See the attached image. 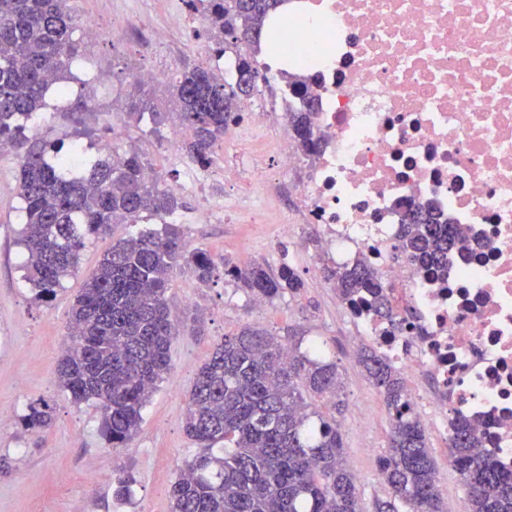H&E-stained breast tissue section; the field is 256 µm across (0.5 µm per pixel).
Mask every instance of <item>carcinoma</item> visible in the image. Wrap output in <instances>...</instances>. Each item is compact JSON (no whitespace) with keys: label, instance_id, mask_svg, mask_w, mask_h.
Listing matches in <instances>:
<instances>
[{"label":"carcinoma","instance_id":"carcinoma-1","mask_svg":"<svg viewBox=\"0 0 512 512\" xmlns=\"http://www.w3.org/2000/svg\"><path fill=\"white\" fill-rule=\"evenodd\" d=\"M285 0H207L211 29L238 41L260 43L271 15ZM80 18L69 0H0V139L21 153L19 189L25 223V281L35 299L48 302L78 267L92 237L115 224H135L143 214L164 218L177 199L148 174L139 153L86 162L81 149L28 131L43 108L48 79L64 77L79 57L72 39ZM259 71L238 60L234 85L209 69L185 67L172 82L180 121L194 131L186 151L204 167L224 131L240 117ZM314 107L288 113L297 149L317 152ZM399 245L426 269L444 270L459 246L453 225L431 208L409 212L400 224ZM202 283L215 266L206 251L186 252L177 228L141 232L112 245L85 280L70 309L69 345L58 378L76 403L93 401L102 430L114 448L136 436L142 411L169 371V349L178 322L165 294L177 269ZM325 278L336 296L353 305L370 299L382 319L394 317L386 285L361 255L327 264ZM224 276L254 298L271 302L300 293L294 269L281 264L239 265L224 260ZM359 363L383 398L390 434L381 475L389 488L376 512H441L436 466L425 429L414 415L401 373L373 347L359 349ZM336 363L302 349V339L284 342L246 326L217 344L200 368L184 419V430L200 452L185 462L171 487L170 512H362L348 468L336 415L342 413ZM54 421L43 401L30 403L19 422L40 433ZM450 458L463 478V512H512V472L501 470L475 449L481 441L465 420L449 422ZM134 479H118L117 501L133 492Z\"/></svg>","mask_w":512,"mask_h":512}]
</instances>
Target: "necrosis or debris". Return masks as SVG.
Wrapping results in <instances>:
<instances>
[{
  "instance_id": "necrosis-or-debris-1",
  "label": "necrosis or debris",
  "mask_w": 512,
  "mask_h": 512,
  "mask_svg": "<svg viewBox=\"0 0 512 512\" xmlns=\"http://www.w3.org/2000/svg\"><path fill=\"white\" fill-rule=\"evenodd\" d=\"M294 30L276 90L228 129L273 141L265 161L223 166L271 193L294 192L296 221L321 229L325 253H361L387 286L393 320L347 306L354 339L411 386L418 418L439 433L461 418L512 470V0H287ZM317 101L307 157L274 113ZM431 207L462 243L440 275L397 247L406 210Z\"/></svg>"
}]
</instances>
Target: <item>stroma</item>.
I'll list each match as a JSON object with an SVG mask.
<instances>
[{"label": "stroma", "instance_id": "1", "mask_svg": "<svg viewBox=\"0 0 512 512\" xmlns=\"http://www.w3.org/2000/svg\"><path fill=\"white\" fill-rule=\"evenodd\" d=\"M173 0H71L79 15H99L103 32L93 41L82 29L73 39L80 48L81 66L97 76L95 83L73 86L63 99L47 94L41 126L64 144L80 143L88 159H95L100 143L114 138L118 151H136L160 179L162 188L177 198L176 228L187 250L204 249L213 260L216 276L199 282L189 271H175L166 293L173 315L200 314L201 330L181 327L171 342L170 369L158 382L143 412L135 438L115 448L100 432L101 412L94 403H74L60 385L57 368L61 345L68 339V314L87 276L116 240L138 230L164 232L156 217L140 224L114 225L111 235L89 240L79 266L59 288L52 302L35 300L24 279V252L19 232L24 212L18 192L20 163L15 154L0 153V412L10 415V427L0 430V512H170V489L184 461L195 453L184 431V416L197 373L214 346L245 325H256L279 338L303 337L320 342L328 360L337 364L345 410L340 418L346 461L352 470L364 512H374L388 489L380 464L388 448L390 424L379 392L366 379L350 340L352 326L336 306V293L325 279L329 260L318 246L319 229L302 225L296 239L280 240L275 225L279 201L269 203L270 223L226 224L216 216L230 197L219 170L224 157L239 153V143L219 141L206 173L211 207L181 190L184 172L192 161L185 142L167 140L177 119L165 107L168 82L136 84L133 72L163 62L170 73L204 64L210 51L206 32H189L172 24ZM126 15L137 25L164 28L175 46L160 57L156 46L138 35L123 41L112 38V17ZM240 264L259 262L277 267L288 263L303 281L297 296H284L255 311L252 299L224 278L225 259ZM46 401L55 423L44 432L24 430L19 419L29 403ZM439 475L443 512H462L465 485L449 460L448 444L435 431L427 433ZM97 478L87 482V466ZM135 479L130 502L119 503L112 488L122 474Z\"/></svg>", "mask_w": 512, "mask_h": 512}]
</instances>
